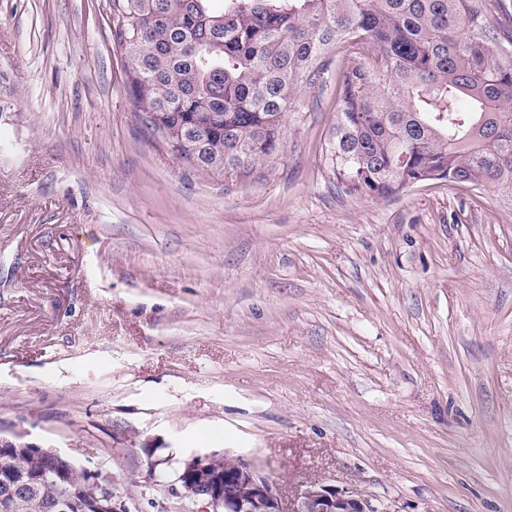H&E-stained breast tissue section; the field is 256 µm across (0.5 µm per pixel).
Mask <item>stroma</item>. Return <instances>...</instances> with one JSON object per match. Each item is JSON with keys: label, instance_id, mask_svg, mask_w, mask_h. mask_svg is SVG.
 <instances>
[{"label": "stroma", "instance_id": "1", "mask_svg": "<svg viewBox=\"0 0 512 512\" xmlns=\"http://www.w3.org/2000/svg\"><path fill=\"white\" fill-rule=\"evenodd\" d=\"M111 26L109 0H0V437L143 512H185L174 471L221 451L284 512L313 482L512 512V209L346 194L341 59L278 163L200 175L140 122Z\"/></svg>", "mask_w": 512, "mask_h": 512}]
</instances>
